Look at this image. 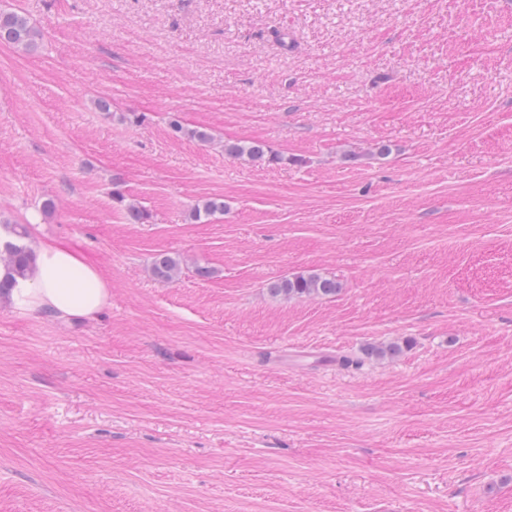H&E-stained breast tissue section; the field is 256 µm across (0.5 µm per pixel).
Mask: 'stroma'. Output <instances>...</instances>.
I'll return each mask as SVG.
<instances>
[{"instance_id":"1","label":"stroma","mask_w":512,"mask_h":512,"mask_svg":"<svg viewBox=\"0 0 512 512\" xmlns=\"http://www.w3.org/2000/svg\"><path fill=\"white\" fill-rule=\"evenodd\" d=\"M0 7V226L112 288L0 306V512H512V0ZM41 35L20 10H0V43L6 42L22 50H31L38 46ZM224 153L234 159L247 158L259 163H273L281 160L279 156L273 155L272 151H269L263 143L255 141H225ZM29 223L33 270L27 278L15 279L2 302L66 323L96 319L112 302V288L100 269L71 245L39 237L43 224L38 215L32 214ZM181 272V261L168 253L156 256L152 265V274L155 278L164 281H175ZM336 280L318 274L284 278L271 284L269 291L273 296L300 298L307 296H333L339 291Z\"/></svg>"}]
</instances>
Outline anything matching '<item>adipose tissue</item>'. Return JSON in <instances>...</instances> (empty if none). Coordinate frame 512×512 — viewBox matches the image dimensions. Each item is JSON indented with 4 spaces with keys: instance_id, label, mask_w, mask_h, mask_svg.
<instances>
[{
    "instance_id": "1",
    "label": "adipose tissue",
    "mask_w": 512,
    "mask_h": 512,
    "mask_svg": "<svg viewBox=\"0 0 512 512\" xmlns=\"http://www.w3.org/2000/svg\"><path fill=\"white\" fill-rule=\"evenodd\" d=\"M35 264L27 278H15L0 264V281L11 288L0 302L15 310L66 323L96 319L112 302V288L100 269L71 245L40 238L38 215L29 218Z\"/></svg>"
}]
</instances>
